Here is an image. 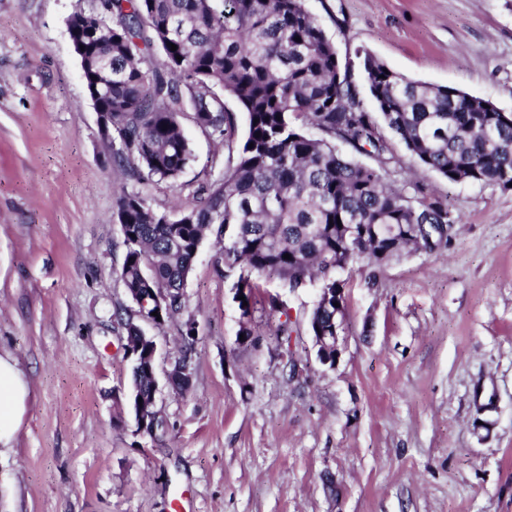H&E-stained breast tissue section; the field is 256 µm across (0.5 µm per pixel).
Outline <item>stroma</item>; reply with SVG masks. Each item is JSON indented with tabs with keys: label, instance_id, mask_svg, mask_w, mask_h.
I'll return each instance as SVG.
<instances>
[{
	"label": "stroma",
	"instance_id": "obj_1",
	"mask_svg": "<svg viewBox=\"0 0 512 512\" xmlns=\"http://www.w3.org/2000/svg\"><path fill=\"white\" fill-rule=\"evenodd\" d=\"M96 0H0V353L28 384L0 446V512H512V190L412 170L387 135L383 165L455 217L447 246L338 271L346 342L322 363L309 331L321 283L258 277L261 338H238L236 275L206 239L182 314L142 322L156 342L155 436L135 430L112 216L130 182L113 158L67 22ZM372 110L371 53L405 76L512 112V0H306ZM194 159L153 207L206 196L224 148L181 118ZM196 336L185 349L182 330ZM291 321L290 335L277 328ZM192 373L175 393L181 357Z\"/></svg>",
	"mask_w": 512,
	"mask_h": 512
}]
</instances>
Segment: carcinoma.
Instances as JSON below:
<instances>
[{
    "label": "carcinoma",
    "instance_id": "1",
    "mask_svg": "<svg viewBox=\"0 0 512 512\" xmlns=\"http://www.w3.org/2000/svg\"><path fill=\"white\" fill-rule=\"evenodd\" d=\"M68 29L75 51L90 56L86 89L106 115L104 131L118 142L115 161L129 179L179 181L193 159L180 122L187 111L224 143V177L196 204L161 211L133 189L116 202L124 286L169 294L173 315L184 309V288L209 236L221 244L224 267L241 269L247 305L239 333L252 336L247 317L259 288L252 276L339 288L337 271L382 268L425 251L454 223L442 202L413 201L387 182L383 167L336 146L380 160L389 152L305 0H98L93 15L72 14ZM103 58L112 63L105 88L93 64ZM363 68L376 110L417 167L450 183L509 189L512 112L453 86L412 80L367 52ZM226 97L246 116L241 140ZM333 313L314 308L311 335L327 332Z\"/></svg>",
    "mask_w": 512,
    "mask_h": 512
}]
</instances>
